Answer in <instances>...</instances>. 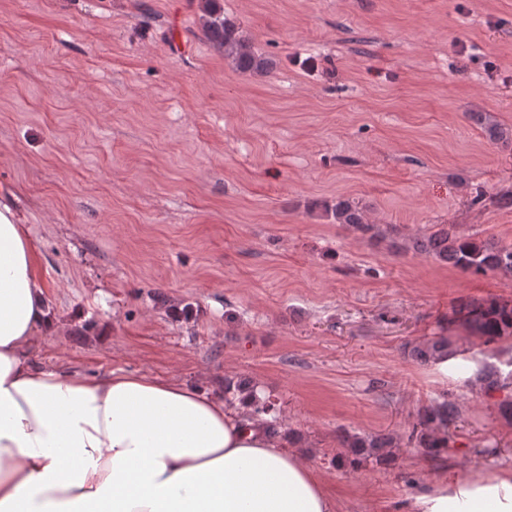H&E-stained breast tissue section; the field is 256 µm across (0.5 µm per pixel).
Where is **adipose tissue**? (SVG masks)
<instances>
[{
  "mask_svg": "<svg viewBox=\"0 0 512 512\" xmlns=\"http://www.w3.org/2000/svg\"><path fill=\"white\" fill-rule=\"evenodd\" d=\"M55 328L27 230L0 203V512H338L306 458L244 404L44 367L31 350ZM409 512H512V470L445 475Z\"/></svg>",
  "mask_w": 512,
  "mask_h": 512,
  "instance_id": "ef3b65f1",
  "label": "adipose tissue"
}]
</instances>
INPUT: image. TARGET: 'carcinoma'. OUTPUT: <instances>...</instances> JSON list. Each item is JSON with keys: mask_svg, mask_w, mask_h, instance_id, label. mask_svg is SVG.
I'll return each instance as SVG.
<instances>
[{"mask_svg": "<svg viewBox=\"0 0 512 512\" xmlns=\"http://www.w3.org/2000/svg\"><path fill=\"white\" fill-rule=\"evenodd\" d=\"M205 3V34L216 46L224 49V56L232 60L236 70L242 74L267 71L269 62L253 51L239 27L224 18V8L220 5V0H205ZM470 118L477 124L486 126V133L492 140L512 135L509 130L490 122L484 114L472 113ZM325 212L336 224H346L363 236L370 235L372 239L379 237L375 226L364 221L361 208L348 200L336 199V204L326 208ZM413 248L463 273L478 275L499 272L505 276L512 275V245H498L459 234L451 229H437L417 239ZM460 328L482 338L489 347L497 348L503 343L508 344L505 354L509 355V359L506 365L512 367V301L496 298L458 304L448 314V321L440 328V332L410 346L408 354L420 362H434L442 358L456 359L461 356V351L453 341V336ZM477 376L484 393L489 396L512 387V371L504 377L497 368L484 365L479 368ZM247 398L250 399L251 407L248 418L263 416L268 431L272 434L277 432L280 424L279 408L274 395L258 393L244 379L224 380L226 403L232 404L237 399L243 401ZM459 418V406L450 396L420 408L408 431L407 446L431 457L454 456L457 448L452 436L440 437L438 432L439 429L456 423ZM337 442L339 447L347 449L348 455L344 458L336 457V463L346 461L353 466L369 459L382 463L389 458L388 449L395 447L394 438L391 436H360L346 430L337 435Z\"/></svg>", "mask_w": 512, "mask_h": 512, "instance_id": "carcinoma-1", "label": "carcinoma"}]
</instances>
